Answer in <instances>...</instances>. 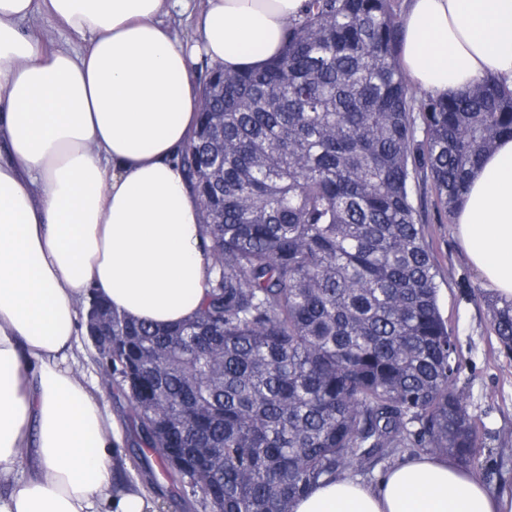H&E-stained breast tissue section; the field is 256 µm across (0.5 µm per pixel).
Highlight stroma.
Returning <instances> with one entry per match:
<instances>
[{"label": "stroma", "instance_id": "obj_1", "mask_svg": "<svg viewBox=\"0 0 512 512\" xmlns=\"http://www.w3.org/2000/svg\"><path fill=\"white\" fill-rule=\"evenodd\" d=\"M425 240L440 276L439 306L456 338L461 369L457 386L476 415L481 448L471 471L490 490L512 492V355L506 354L490 330L482 298L486 287L469 264L455 235V227L438 211L434 194L418 204ZM77 368L85 383L101 390L103 404L116 421L115 442H123L130 426L124 415L128 400L102 391L94 348L87 336L77 339Z\"/></svg>", "mask_w": 512, "mask_h": 512}]
</instances>
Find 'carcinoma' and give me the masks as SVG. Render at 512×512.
Instances as JSON below:
<instances>
[{
  "label": "carcinoma",
  "mask_w": 512,
  "mask_h": 512,
  "mask_svg": "<svg viewBox=\"0 0 512 512\" xmlns=\"http://www.w3.org/2000/svg\"><path fill=\"white\" fill-rule=\"evenodd\" d=\"M403 37L397 0H305L266 65L211 69L179 157L202 213L199 311L159 328L88 297L112 314L104 384L188 512H292L355 463L479 452L415 200L431 189L453 220L512 137V89L421 93ZM486 305L512 354V301ZM132 487L116 447L112 495Z\"/></svg>",
  "instance_id": "obj_1"
}]
</instances>
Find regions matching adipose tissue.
I'll use <instances>...</instances> for the list:
<instances>
[{
    "mask_svg": "<svg viewBox=\"0 0 512 512\" xmlns=\"http://www.w3.org/2000/svg\"><path fill=\"white\" fill-rule=\"evenodd\" d=\"M304 0H204L192 42L162 18L189 0H0V512H149L110 493L112 422L75 368L89 292L156 326L204 295L202 215L176 157L198 123V59L232 73L284 45ZM87 39L54 45L34 15ZM401 67L450 97L512 85V0H409ZM455 233L493 296L512 300V139L473 171ZM293 512H512L450 458L377 485L320 484Z\"/></svg>",
    "mask_w": 512,
    "mask_h": 512,
    "instance_id": "adipose-tissue-1",
    "label": "adipose tissue"
}]
</instances>
